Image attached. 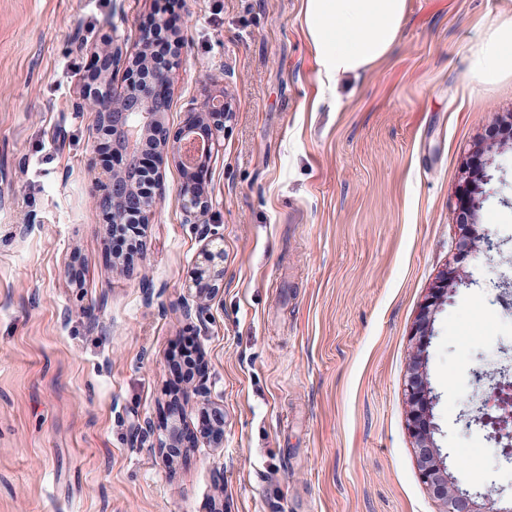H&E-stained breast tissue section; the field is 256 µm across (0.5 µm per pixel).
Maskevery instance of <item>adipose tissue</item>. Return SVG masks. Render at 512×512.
<instances>
[{"mask_svg":"<svg viewBox=\"0 0 512 512\" xmlns=\"http://www.w3.org/2000/svg\"><path fill=\"white\" fill-rule=\"evenodd\" d=\"M408 0H302V22L328 86L359 76L398 41ZM467 73L488 86L512 78V17H495L467 58Z\"/></svg>","mask_w":512,"mask_h":512,"instance_id":"ef3b65f1","label":"adipose tissue"}]
</instances>
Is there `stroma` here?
Returning a JSON list of instances; mask_svg holds the SVG:
<instances>
[{"label": "stroma", "instance_id": "obj_1", "mask_svg": "<svg viewBox=\"0 0 512 512\" xmlns=\"http://www.w3.org/2000/svg\"><path fill=\"white\" fill-rule=\"evenodd\" d=\"M0 0V512H444L408 429V368L439 277L427 377L437 445L474 492L512 506V459L459 417L512 368V151L496 155L458 253L459 195L488 130L512 120V78L482 86L467 55L512 0H408L398 41L323 87L301 0ZM168 14L184 41L164 121L224 99L209 208L186 221L176 162L131 266L113 262L90 196L94 53L138 49ZM28 232H20V225ZM224 285L185 315L209 234ZM195 348L202 377L175 383ZM491 378L476 384L473 369ZM224 411L214 441L203 417ZM180 418L186 450L168 455Z\"/></svg>", "mask_w": 512, "mask_h": 512}]
</instances>
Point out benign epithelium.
Wrapping results in <instances>:
<instances>
[{
  "mask_svg": "<svg viewBox=\"0 0 512 512\" xmlns=\"http://www.w3.org/2000/svg\"><path fill=\"white\" fill-rule=\"evenodd\" d=\"M166 35L168 32L162 22L142 29L139 49H154ZM183 48L184 43L177 36L168 40L163 53L153 59L144 58L137 67L128 66V58L122 56L117 46L104 49L95 57L92 73L86 82L84 104L80 105V108L92 112L93 129L97 136H112V145L116 146L124 139L131 114L145 111L150 115L151 121H156L171 101L172 74L180 62ZM122 63L125 64L127 84L134 87V91L121 99H115L101 88V82L96 75ZM230 112L231 107L225 102L217 107L207 103L202 111L188 113L184 126L175 134L163 124L158 126L154 132V137L159 143L156 149L158 165H163L165 159L171 156L188 164L192 163L188 152L196 140L197 126L205 123L211 126L214 132L222 130ZM90 171L91 197L95 206L109 219V231H114L122 224H137L142 227L150 223L153 213L161 204V196L152 191L149 195L142 196L134 190L136 183L145 174L142 153L132 155L124 151L121 158H112L110 166L105 165L99 169L96 164H90ZM480 193L482 190L473 183L462 190L459 223L467 224L474 221L481 208ZM179 195L190 221L204 214L209 206L207 198L197 186L188 181L180 186ZM456 278L454 271L443 272L420 314L415 332L419 346L413 355L406 384L410 404L409 428L414 438L421 479L434 496L444 503L446 512H505L495 507L493 495L478 496L460 489L450 481L447 464L434 440L436 424L433 410L436 396L430 383L423 376L425 348L432 336V314L447 301V295L451 294ZM223 283L224 252L220 249H208L192 279L195 304H184V313L189 315L194 312L199 316L203 315L208 298ZM511 406L512 384L503 382L497 384L487 397L481 399L477 407L478 422L490 429L489 436L496 444L503 445L502 453L506 457L512 455V411L509 410ZM478 497L488 501L489 507L486 510H479L476 503Z\"/></svg>",
  "mask_w": 512,
  "mask_h": 512,
  "instance_id": "1",
  "label": "benign epithelium"
}]
</instances>
